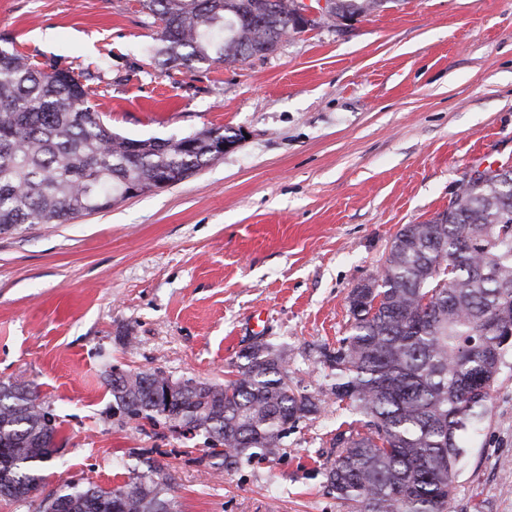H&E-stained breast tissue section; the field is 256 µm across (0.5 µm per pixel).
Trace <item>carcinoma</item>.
Returning <instances> with one entry per match:
<instances>
[{"mask_svg":"<svg viewBox=\"0 0 512 512\" xmlns=\"http://www.w3.org/2000/svg\"><path fill=\"white\" fill-rule=\"evenodd\" d=\"M388 0H333L314 29L381 10ZM296 0H143L159 22L156 54L169 68L234 64L274 52ZM224 128L167 140L114 132L70 72L33 66L0 49V233L22 224H64L112 207L131 186L145 194L162 177L180 182L216 159ZM372 299L350 293V334L324 354L332 393L360 419L336 434L328 487L354 512H448L464 434L491 399L512 330V168L469 181L448 209L395 235ZM224 385L182 381L167 402L160 371L108 381L112 410L150 425L175 421L210 441L209 456L231 469L256 451L274 455L288 424L317 411L292 390L285 358L260 338ZM59 429L37 391L0 382V499L38 491L48 445ZM172 475L155 463L105 489L90 482L41 501L42 512H177Z\"/></svg>","mask_w":512,"mask_h":512,"instance_id":"obj_1","label":"carcinoma"}]
</instances>
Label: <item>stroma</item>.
<instances>
[{
	"mask_svg": "<svg viewBox=\"0 0 512 512\" xmlns=\"http://www.w3.org/2000/svg\"><path fill=\"white\" fill-rule=\"evenodd\" d=\"M157 31L142 0H0V48L80 76L114 132L240 136L165 189L0 234V381L34 387L60 430L39 490L0 512H39L48 494L111 488L156 461L179 512H352L324 467L356 414L332 396L323 352L348 335V296L402 225L512 162V0H391L192 72L154 59ZM259 336L318 406L277 454L228 470L204 437L115 421L112 371L220 384ZM455 486L449 512H512V349Z\"/></svg>",
	"mask_w": 512,
	"mask_h": 512,
	"instance_id": "1",
	"label": "stroma"
}]
</instances>
